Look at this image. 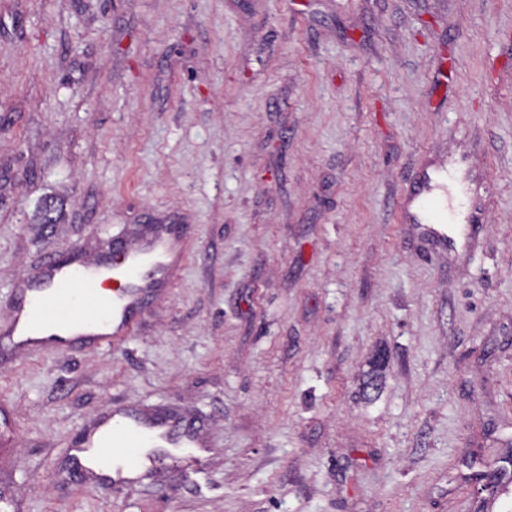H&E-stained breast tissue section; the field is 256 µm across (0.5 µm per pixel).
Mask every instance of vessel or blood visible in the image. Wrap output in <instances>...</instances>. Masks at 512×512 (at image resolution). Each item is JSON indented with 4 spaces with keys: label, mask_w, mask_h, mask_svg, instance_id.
Returning <instances> with one entry per match:
<instances>
[{
    "label": "vessel or blood",
    "mask_w": 512,
    "mask_h": 512,
    "mask_svg": "<svg viewBox=\"0 0 512 512\" xmlns=\"http://www.w3.org/2000/svg\"><path fill=\"white\" fill-rule=\"evenodd\" d=\"M414 223L444 243H451L448 222V172L435 169L414 179L404 200ZM124 264L114 266L112 277L123 285L121 293H103L101 260L78 266L48 264L42 276L19 288L10 318L0 326V341L35 352L58 351L75 345L97 346L128 335L144 303L168 284L183 256L176 238L159 233L144 244L125 251ZM128 449L126 464L108 479L115 486L135 482L143 467L178 461L184 454L202 455L200 430L159 413L143 418L129 412L102 417L71 453L77 466L88 469L90 453L108 454L111 448Z\"/></svg>",
    "instance_id": "vessel-or-blood-1"
}]
</instances>
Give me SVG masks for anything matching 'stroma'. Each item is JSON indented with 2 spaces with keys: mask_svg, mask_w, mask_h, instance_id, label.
Wrapping results in <instances>:
<instances>
[{
  "mask_svg": "<svg viewBox=\"0 0 512 512\" xmlns=\"http://www.w3.org/2000/svg\"><path fill=\"white\" fill-rule=\"evenodd\" d=\"M0 123V318L146 225L187 250L134 335L0 353L5 512H512V0H0ZM434 163L484 218L447 250L398 218ZM108 407L200 472L77 473Z\"/></svg>",
  "mask_w": 512,
  "mask_h": 512,
  "instance_id": "obj_1",
  "label": "stroma"
}]
</instances>
